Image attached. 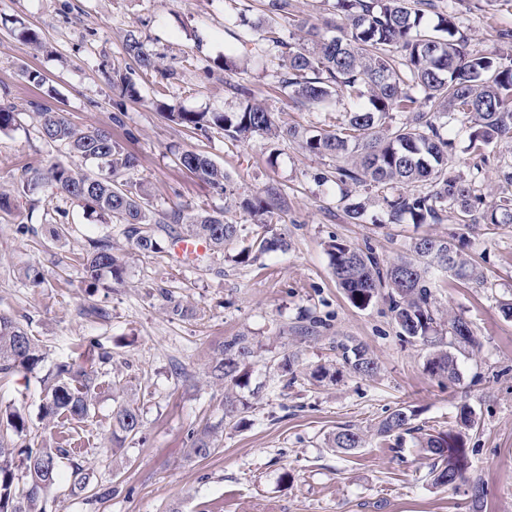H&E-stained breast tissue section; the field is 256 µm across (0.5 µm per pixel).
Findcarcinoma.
<instances>
[{"label": "carcinoma", "mask_w": 512, "mask_h": 512, "mask_svg": "<svg viewBox=\"0 0 512 512\" xmlns=\"http://www.w3.org/2000/svg\"><path fill=\"white\" fill-rule=\"evenodd\" d=\"M435 8L434 0H334L335 27L340 35L319 40L286 43L278 36L269 38L275 47L288 49L286 71L281 86L289 97L302 104L320 105L333 97L356 95L363 99L336 118L330 133L304 137L302 147L315 155L336 159L334 178L341 186L373 187L381 192L396 186L402 191L383 196L392 219L408 214L416 224H438L448 208L456 210L466 227L485 224H511L512 199L503 200L476 212L481 197L467 184L448 176V121L460 115L470 123L469 147L482 152L494 142L512 139V51L491 56L473 55L468 37L452 13H440L431 28L423 24L425 12ZM125 53L143 72L157 70L143 42L128 34ZM112 87L122 94L135 93L132 79L123 71H112ZM392 112L404 114L395 125L385 124ZM42 137L64 145L69 152L89 162H97L107 174L90 176L54 163L42 172L23 175L24 193L49 184L104 221L123 226L122 233L144 253L158 250V236L167 231L163 217L152 210L150 194L143 186H131L118 176L138 167V158L101 128L77 129L63 113L37 108ZM166 118L178 126L202 134L214 127L235 142L255 135H279L272 116L260 104L247 99L239 111L180 112L169 109ZM179 161L199 180L220 192H227L230 179L207 156L186 150ZM269 200L244 199L240 206L254 217L260 231L241 250V260L251 253L264 254L285 247L265 215L273 208ZM174 222L187 221L186 237L204 241L211 250L239 239L241 225L207 211L184 217L173 213ZM328 254L333 275L351 304L369 306L380 289L389 288L390 310L406 340L420 341L434 348L427 361L433 376L457 377V360L451 349L474 346L471 329L460 317L443 320L434 305L429 269L449 272L459 280L478 278L476 267L444 240L422 237L414 245L413 255L383 268L376 255L353 246L334 242ZM82 270L94 286L108 273L112 280H122L123 265L113 252L112 241H93L82 259ZM339 359L351 372L372 376L376 361L359 344L337 345ZM253 343L247 336L224 340L213 358L208 377L224 385V416L234 418L239 412L234 388L247 384ZM42 361L38 347L14 319L0 317V374L18 369L34 371ZM43 418L63 419L69 423L87 418L94 408L96 372L76 363L62 364L43 379ZM414 411L399 408L384 418L376 434L389 438L412 432ZM25 419L17 407L0 408V512H45V495L56 485L62 460L69 450L52 448L36 435L14 455L4 442V433H21ZM141 437L140 415L130 404L112 410V442ZM362 438L351 428L334 434L332 447L351 451L361 447ZM421 447L432 457L434 482L448 485V476L464 478L468 468L461 434H425ZM216 448L215 428L206 426L192 432L189 453L205 458ZM28 478L26 493L16 492L15 469ZM89 486V474L72 464L70 492L77 494Z\"/></svg>", "instance_id": "carcinoma-1"}]
</instances>
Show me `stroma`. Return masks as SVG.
<instances>
[{
	"instance_id": "obj_1",
	"label": "stroma",
	"mask_w": 512,
	"mask_h": 512,
	"mask_svg": "<svg viewBox=\"0 0 512 512\" xmlns=\"http://www.w3.org/2000/svg\"><path fill=\"white\" fill-rule=\"evenodd\" d=\"M333 0H292L277 20L284 39L298 38L296 21L319 25ZM266 0H0V101L14 105L18 122L0 132V190L10 208L0 210V315L18 321L38 344L34 371L0 378V406L20 408L31 432L47 444L69 443L73 463L90 475L86 491L70 493L72 465L62 466L47 496V512H473L471 487L483 488L482 512H512V224L468 229L456 213L439 224L391 220L373 190L344 196L322 176L335 159L304 151L285 134L257 135L239 143L211 129L201 136L168 121L161 105L188 112H234L237 88L251 91L285 131L319 135L334 129L349 98L325 108L294 103L280 88V61L259 22ZM454 9L469 49L489 54L503 47L499 32L512 30V0H436ZM37 32L42 49L22 39ZM166 68L143 74L124 51L128 34ZM234 68L223 69L225 57ZM130 71L136 93L113 90V69ZM39 72L41 84L25 71ZM61 112L74 125L111 132L139 159L125 174L152 195L157 216L173 212H226L243 224L237 243L206 252L194 265L178 262L170 237L160 252L144 254L120 225L103 223L78 203L43 187L18 192L24 173L62 163L98 175L96 164L48 144L34 104ZM121 123H114V116ZM452 147L448 174L471 183L485 203L512 198L501 173L512 168V141L490 145L478 156L469 148V124L448 125ZM208 155L231 176L234 195L210 189L179 165L177 155ZM276 188L281 201L272 222L285 248L239 262L254 226L238 208L243 198ZM364 205L349 219V201ZM67 232L50 236L54 224ZM455 238L479 271L473 281L431 272L437 308L464 319L475 346L458 351V377L428 373L429 350L400 335L387 293L367 308L353 306L336 284L326 246L338 241L369 249L381 263L411 256L421 237ZM110 238L124 254L122 282L104 278L90 287L79 257L93 240ZM38 270L39 282L27 279ZM190 315H169L170 301ZM311 327L302 337V327ZM249 337L255 354L247 386L235 394L244 404L224 415V389L207 375L210 360L229 336ZM366 348L377 361L375 376L342 367L336 343ZM111 359L98 362L100 351ZM295 355L296 380L283 385L275 359ZM93 367L99 388L82 422L42 418L41 379L62 361ZM329 370L317 380L312 373ZM138 407L144 440L112 445V410L118 402ZM414 410L425 433L465 430L469 467L464 481L438 486L431 459L412 436L380 440L379 421L394 410ZM473 424L463 428L462 409ZM212 425L218 447L199 458L189 453L191 430ZM358 431L360 448L342 453L329 439L341 428Z\"/></svg>"
}]
</instances>
